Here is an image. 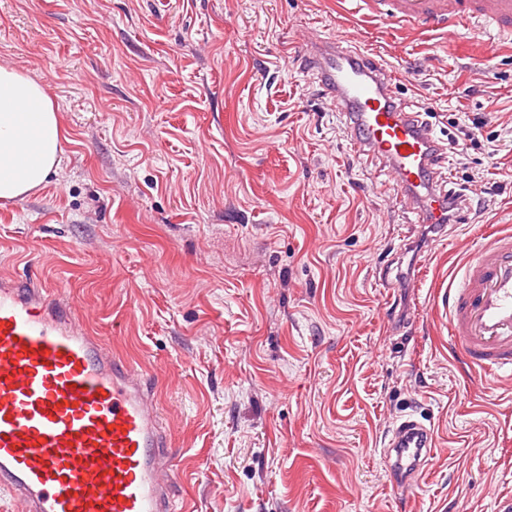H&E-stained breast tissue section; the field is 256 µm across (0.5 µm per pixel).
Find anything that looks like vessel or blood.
<instances>
[{
    "instance_id": "obj_1",
    "label": "vessel or blood",
    "mask_w": 512,
    "mask_h": 512,
    "mask_svg": "<svg viewBox=\"0 0 512 512\" xmlns=\"http://www.w3.org/2000/svg\"><path fill=\"white\" fill-rule=\"evenodd\" d=\"M392 24L431 30L488 22L512 34V0H360ZM350 32L307 35L303 64L348 122L350 149L378 162L393 201L417 223H444L455 189L441 188L447 153L397 97L396 71L351 46ZM448 348L467 371L512 386V230L467 255L448 283ZM155 379L94 333L61 295L0 282V494L24 512H172L174 469ZM436 446L407 414L382 454L395 487L410 486Z\"/></svg>"
}]
</instances>
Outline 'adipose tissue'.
<instances>
[{
	"label": "adipose tissue",
	"mask_w": 512,
	"mask_h": 512,
	"mask_svg": "<svg viewBox=\"0 0 512 512\" xmlns=\"http://www.w3.org/2000/svg\"><path fill=\"white\" fill-rule=\"evenodd\" d=\"M60 116L44 86L0 64V200L24 198L62 164Z\"/></svg>",
	"instance_id": "1"
}]
</instances>
